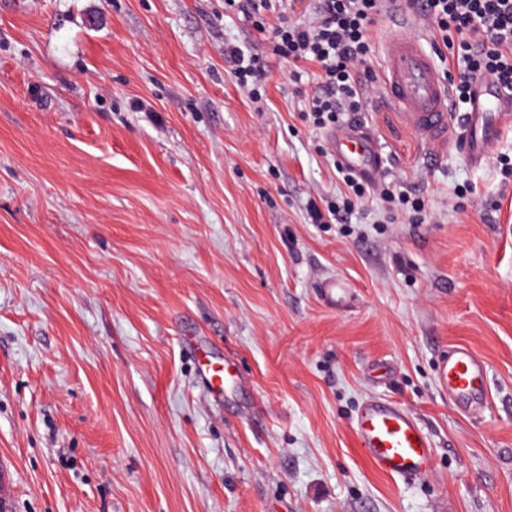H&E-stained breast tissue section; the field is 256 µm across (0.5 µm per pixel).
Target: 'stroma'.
Masks as SVG:
<instances>
[{
	"label": "stroma",
	"instance_id": "obj_1",
	"mask_svg": "<svg viewBox=\"0 0 512 512\" xmlns=\"http://www.w3.org/2000/svg\"><path fill=\"white\" fill-rule=\"evenodd\" d=\"M268 29L224 0L0 10L7 512H512V132L474 168L460 113L437 144L374 100L336 126L367 134L423 211L371 198L312 222L345 186L306 112L316 70ZM229 42L259 56L261 100ZM194 336L236 363L222 404ZM458 345L487 369L465 410L437 376ZM370 398L417 418L429 476L366 460Z\"/></svg>",
	"mask_w": 512,
	"mask_h": 512
}]
</instances>
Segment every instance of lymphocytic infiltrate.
<instances>
[{"label": "lymphocytic infiltrate", "instance_id": "lymphocytic-infiltrate-1", "mask_svg": "<svg viewBox=\"0 0 512 512\" xmlns=\"http://www.w3.org/2000/svg\"><path fill=\"white\" fill-rule=\"evenodd\" d=\"M410 6L428 21L438 57L458 73L451 85L454 105L467 102L470 81L480 74L512 90V0H410ZM392 7L391 0H317L310 19L273 27L283 57L319 70V87L307 101L316 127L335 124L339 113L361 111L377 95L366 66L370 34Z\"/></svg>", "mask_w": 512, "mask_h": 512}]
</instances>
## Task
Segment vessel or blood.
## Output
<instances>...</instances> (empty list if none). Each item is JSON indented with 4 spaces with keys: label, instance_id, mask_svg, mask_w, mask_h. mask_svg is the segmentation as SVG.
Masks as SVG:
<instances>
[{
    "label": "vessel or blood",
    "instance_id": "vessel-or-blood-1",
    "mask_svg": "<svg viewBox=\"0 0 512 512\" xmlns=\"http://www.w3.org/2000/svg\"><path fill=\"white\" fill-rule=\"evenodd\" d=\"M382 91L385 99L406 113L411 123L433 141L446 139L449 88L432 53L413 37L390 39L385 47ZM461 149L470 165L483 166L506 129L512 128V93H505L493 77L480 76L471 85V99L463 114ZM330 143L341 161L362 174L375 172L377 161L372 142L364 136L334 135ZM197 364L217 401L235 386L238 373L232 360L213 361L209 348L194 342ZM441 389L456 406L484 398L486 368L469 347L459 345L441 361ZM354 431L366 459L375 470L392 477L421 478L434 465V451L427 433L401 405L369 399L359 411Z\"/></svg>",
    "mask_w": 512,
    "mask_h": 512
}]
</instances>
